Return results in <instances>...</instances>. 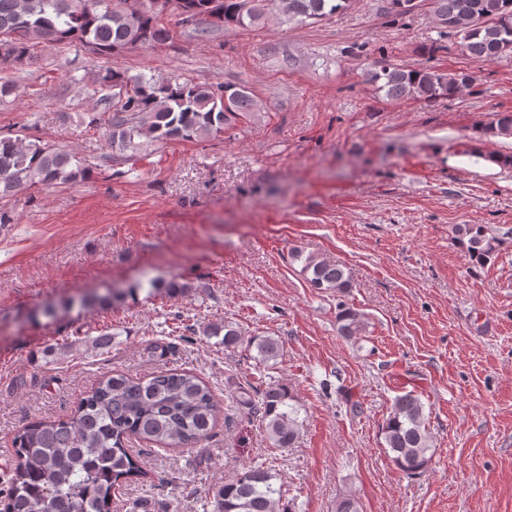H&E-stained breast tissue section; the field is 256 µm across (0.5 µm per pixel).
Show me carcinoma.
I'll return each mask as SVG.
<instances>
[{
    "label": "carcinoma",
    "mask_w": 512,
    "mask_h": 512,
    "mask_svg": "<svg viewBox=\"0 0 512 512\" xmlns=\"http://www.w3.org/2000/svg\"><path fill=\"white\" fill-rule=\"evenodd\" d=\"M261 0H0V64H22L32 47H82L113 56L152 48L171 39L161 17L173 11L179 23L205 34L211 28H256L265 21ZM350 0H280L285 22H315L344 10ZM440 36L461 37V49L484 61L512 57V0H430ZM368 81L390 100L426 103L451 98L473 86L465 72L447 73L435 66L405 69L373 62ZM92 95L102 106L100 125L113 151L123 160L157 144L216 137L260 111L244 85H203L180 74L164 80L131 76L109 68L94 78ZM480 137L512 136V113L478 127ZM91 166L66 147L50 148L37 139L0 133V199L29 190L56 189L88 178ZM468 256L479 263L496 251L498 241L481 224L455 227ZM304 260L308 282L340 295L353 288L346 269L314 256ZM365 316L350 308L337 315V333L361 335ZM224 335V347L242 345L257 351L255 367L277 360L280 344L272 336L246 341L231 323L213 325L208 336ZM288 385L269 375L240 392L239 404L264 423L275 448H290L300 435L298 409L290 404ZM223 414L209 385L191 370H159L148 377L117 372L102 378L65 420L35 419L14 436L11 478L3 493L9 512H111L112 490L144 482L148 473L132 458L125 440L134 437L158 447L194 446L207 438ZM385 450L408 476L424 473L432 459L424 405L410 392L395 398L382 426ZM264 462H256L224 485L217 512H285L281 487Z\"/></svg>",
    "instance_id": "carcinoma-1"
}]
</instances>
